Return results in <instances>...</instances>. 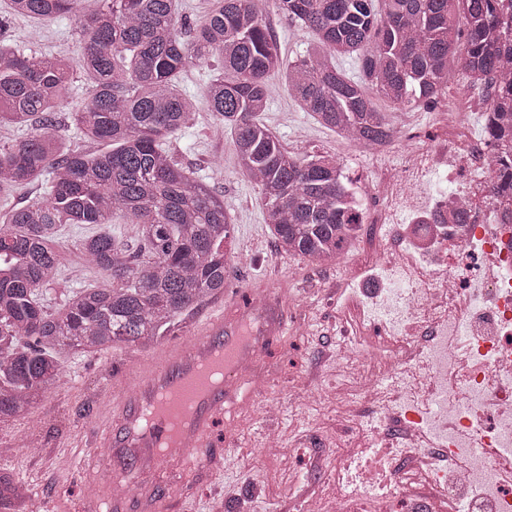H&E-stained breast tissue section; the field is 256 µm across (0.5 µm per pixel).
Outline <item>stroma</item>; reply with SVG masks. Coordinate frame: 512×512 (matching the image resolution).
I'll return each instance as SVG.
<instances>
[{"mask_svg":"<svg viewBox=\"0 0 512 512\" xmlns=\"http://www.w3.org/2000/svg\"><path fill=\"white\" fill-rule=\"evenodd\" d=\"M69 19L34 21L9 18L0 34L15 46L29 47V34L41 33L40 48L62 54L77 50ZM212 66L189 69L180 86L201 106L197 125L177 135L173 148L188 167L224 197L235 215L234 247L241 256L228 271L222 298L209 302L187 320L185 328L144 350L117 349L65 360L68 382L43 397L28 414L0 424V469L22 476L38 492L46 512H87L85 490L96 485L100 496L113 492L100 465L105 449H94L92 432L105 423L101 412L107 392L132 386L133 370L150 366L169 347L189 340L191 331L229 307L237 290L285 281L299 299L297 315L266 354V386L253 391L242 383L237 398L224 406V420L215 435V465L194 470L172 465L151 473L128 468L129 499L149 490L158 500L156 512H303L306 497L333 484V449L324 440L336 407L348 395L336 383V370L327 358L341 338L337 328L335 289L345 288L349 270L384 249L387 227L363 225L351 248L324 275L312 274L306 261L284 253L264 222L258 188L239 171L230 137L215 132L205 112ZM271 103L261 119L288 151L300 155L335 156L346 174L363 186L375 183L378 159L350 153L336 134L301 112L288 93L283 75L269 78ZM81 230L67 224L61 230L60 275L47 292L49 304L76 286L101 287L106 275L81 268L73 243ZM33 433L37 450L20 447L23 434ZM277 435L292 451L291 461L266 456L262 442Z\"/></svg>","mask_w":512,"mask_h":512,"instance_id":"35a3bbf8","label":"stroma"}]
</instances>
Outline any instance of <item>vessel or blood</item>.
<instances>
[{
  "label": "vessel or blood",
  "instance_id": "obj_1",
  "mask_svg": "<svg viewBox=\"0 0 512 512\" xmlns=\"http://www.w3.org/2000/svg\"><path fill=\"white\" fill-rule=\"evenodd\" d=\"M231 310L229 316L212 317L191 342L177 345L156 366L140 372L133 389L108 402L113 420L106 430L97 432L99 447L116 455L131 454L136 464L144 459L155 466L176 461L199 467L212 462V431L223 418L225 401L235 396L238 365L260 358L270 336L284 326L281 306L274 300L259 309L242 298ZM219 354L227 370L223 387L193 401L186 430L182 437H175L170 420L158 406L160 397L178 390Z\"/></svg>",
  "mask_w": 512,
  "mask_h": 512
}]
</instances>
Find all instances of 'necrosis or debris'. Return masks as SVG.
Returning a JSON list of instances; mask_svg holds the SVG:
<instances>
[{
  "label": "necrosis or debris",
  "mask_w": 512,
  "mask_h": 512,
  "mask_svg": "<svg viewBox=\"0 0 512 512\" xmlns=\"http://www.w3.org/2000/svg\"><path fill=\"white\" fill-rule=\"evenodd\" d=\"M427 107L439 136L400 127V162L382 142L383 177L352 191L358 223L389 235L349 274L365 342L333 357L350 387L336 428L378 417L383 429L341 454L335 492L313 494L306 512H512V458L497 454L512 447V192L497 191L493 151L462 109L439 97ZM438 171L479 183L437 193Z\"/></svg>",
  "instance_id": "4bbe7bcc"
}]
</instances>
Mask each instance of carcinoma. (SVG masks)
Masks as SVG:
<instances>
[{
    "mask_svg": "<svg viewBox=\"0 0 512 512\" xmlns=\"http://www.w3.org/2000/svg\"><path fill=\"white\" fill-rule=\"evenodd\" d=\"M80 2L7 0L13 17L71 15L79 52H25L0 39V126L20 131L0 146V189L47 183L42 195L0 211V423L63 384L62 358L153 345L224 293L233 215L170 148L197 123L196 101L175 86L194 64L219 63L207 110L230 134L278 246L310 263L335 262L361 225L336 158L289 152L260 121L271 74H285L291 97L319 125L368 147L391 135L373 96L417 108L448 87L456 62L495 113L485 119L488 143L512 139V28L501 25L499 0H271L316 37L294 59L282 56L263 0H215L188 36L178 0H99L91 14ZM347 58L358 74L342 67ZM76 71L89 90L81 102ZM68 106L71 126L99 151L66 144L55 113ZM494 164L498 189H511L512 168L498 155ZM117 218L136 225V249L110 232L74 242L110 284L71 291L47 310L41 295L58 280L60 228ZM35 501L0 470V512H38Z\"/></svg>",
    "mask_w": 512,
    "mask_h": 512,
    "instance_id": "1",
    "label": "carcinoma"
}]
</instances>
